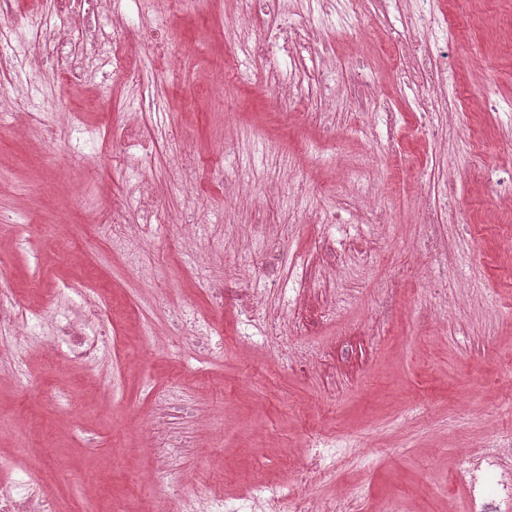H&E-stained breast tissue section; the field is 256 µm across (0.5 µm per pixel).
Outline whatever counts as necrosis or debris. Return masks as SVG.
Instances as JSON below:
<instances>
[{
    "label": "necrosis or debris",
    "mask_w": 512,
    "mask_h": 512,
    "mask_svg": "<svg viewBox=\"0 0 512 512\" xmlns=\"http://www.w3.org/2000/svg\"><path fill=\"white\" fill-rule=\"evenodd\" d=\"M152 2L143 0L144 11L130 15L120 11L113 0H56L52 13L35 15L20 13L16 0H0V67L36 73L48 68L62 86L92 83L101 76L116 84L138 82L139 74L127 54L130 40L152 46V58L159 67L169 63L165 52L169 33L153 24L148 11ZM314 2L316 19L292 24L288 21V0H237L242 24L235 34L240 42L250 45L259 62V85L274 90L275 108L282 111L292 104L307 105L305 121L315 122L331 135L336 131V118L324 102L329 81L336 74V55L316 21L329 18L340 2L344 5L341 31L367 28L371 22L361 13L363 0ZM414 2L416 33L404 39L386 35L379 47L393 73L420 88L417 111L444 112L448 109L444 90L449 59L456 54L455 46L439 36L431 0ZM172 168L177 184L196 202L187 223L205 222L213 201L202 189L222 183V170L201 171L188 149L177 154ZM129 191L142 195L137 214L130 218L116 210L102 215L98 230L110 236L113 249L133 257L141 242L154 237L161 211L150 192H139L134 185ZM110 328L99 304H89L78 318L58 326L56 340L66 345L74 360L83 361L96 354ZM511 457L508 446L485 452L471 476L475 491L470 512H501L502 506H512V468L504 464ZM343 459L340 453L330 454L325 464L310 459L286 488L270 481L258 482L264 512H357L362 499L358 490H345L330 500L320 499L309 490L316 477L326 469L340 467ZM163 512H224V504L211 497L206 484L199 481L169 496Z\"/></svg>",
    "instance_id": "1"
}]
</instances>
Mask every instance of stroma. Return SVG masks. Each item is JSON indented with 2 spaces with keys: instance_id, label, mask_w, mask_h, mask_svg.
<instances>
[{
  "instance_id": "stroma-1",
  "label": "stroma",
  "mask_w": 512,
  "mask_h": 512,
  "mask_svg": "<svg viewBox=\"0 0 512 512\" xmlns=\"http://www.w3.org/2000/svg\"><path fill=\"white\" fill-rule=\"evenodd\" d=\"M460 46L449 98L464 95L453 118L416 114L412 86L397 80L371 49L374 32L335 45L336 63L364 66L398 109L394 123L354 112L346 89L327 102L338 136L274 109L273 91L256 82L258 66L239 50L227 23L233 0H191L184 10L155 0L153 17L184 49L176 68L152 71L147 46L137 60L142 89L100 80L57 88L48 71L33 74L35 101L60 131L53 148L14 115L0 114V288L28 320V339L0 333V485L36 472L56 512H101L107 502L163 499L192 480L213 482L224 512H259L250 472L280 485L321 448L368 449L369 458L312 484L334 497L346 485L364 494L362 512L386 501L403 512H465L468 482L442 451L460 436L474 445L512 438V251L499 240L512 206L497 182L512 168L500 147L512 138V18L489 5L470 15L457 0H435ZM84 125L82 146L68 136ZM448 123L447 141L417 125ZM191 127L197 157L222 164L224 183L209 193L226 206L201 226L184 223L191 200L173 182L176 130ZM394 149L400 165L384 162ZM378 155L360 173L376 183L374 207L355 218L352 162ZM335 183V196L316 188ZM150 188L168 219L137 263L94 233L112 206L134 213L128 187ZM440 210L433 238L417 221L422 199ZM391 212L381 235L377 208ZM293 225L279 278L251 273L240 304L217 308L209 295L220 268L201 270L214 238L234 252L239 223ZM337 210L336 225L322 223ZM351 265L360 251L370 270L345 283L325 277V245ZM311 290L298 318L321 321L313 339L320 368H284L260 344L270 322L286 319L292 288ZM351 306L337 309V291ZM101 299L118 336L87 361L55 344L51 321L75 317L84 297ZM455 301L442 314L443 300ZM185 404L174 414L193 452L161 460L142 426L153 397Z\"/></svg>"
}]
</instances>
